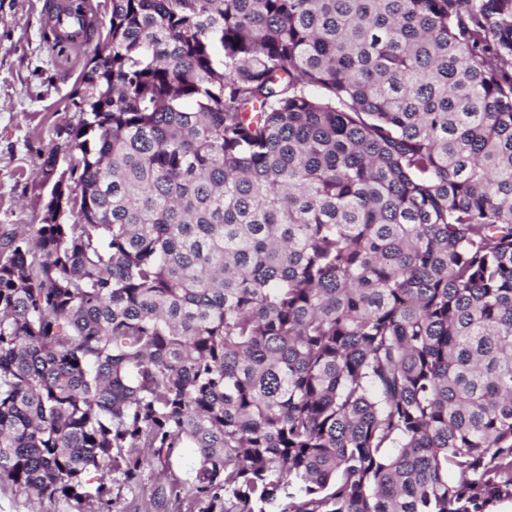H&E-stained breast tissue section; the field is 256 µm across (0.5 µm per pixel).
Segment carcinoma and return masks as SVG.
Segmentation results:
<instances>
[{"label":"carcinoma","mask_w":512,"mask_h":512,"mask_svg":"<svg viewBox=\"0 0 512 512\" xmlns=\"http://www.w3.org/2000/svg\"><path fill=\"white\" fill-rule=\"evenodd\" d=\"M110 3L79 222L0 235V484L112 512L189 445L198 512L512 502V0Z\"/></svg>","instance_id":"obj_1"}]
</instances>
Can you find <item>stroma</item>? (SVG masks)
Instances as JSON below:
<instances>
[{"label":"stroma","mask_w":512,"mask_h":512,"mask_svg":"<svg viewBox=\"0 0 512 512\" xmlns=\"http://www.w3.org/2000/svg\"><path fill=\"white\" fill-rule=\"evenodd\" d=\"M52 2L0 0V233L34 235L51 190L40 157L58 144V128L78 119L77 79L92 49L46 46L42 33ZM195 465V449L181 448L171 466L145 464L137 484L114 476L113 512H187V503L163 495L165 471L186 480Z\"/></svg>","instance_id":"stroma-1"}]
</instances>
